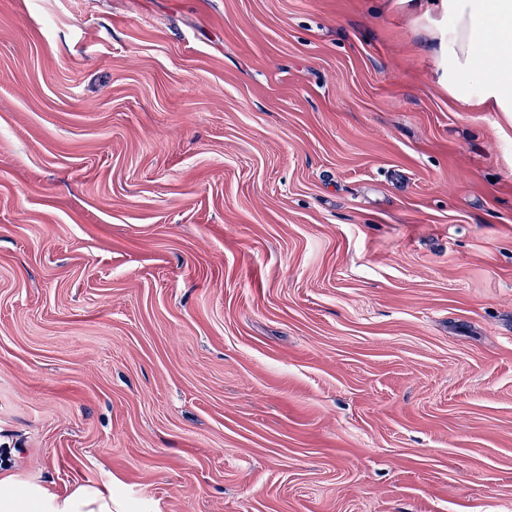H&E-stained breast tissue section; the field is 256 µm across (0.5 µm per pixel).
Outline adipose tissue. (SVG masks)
<instances>
[{
	"instance_id": "adipose-tissue-1",
	"label": "adipose tissue",
	"mask_w": 512,
	"mask_h": 512,
	"mask_svg": "<svg viewBox=\"0 0 512 512\" xmlns=\"http://www.w3.org/2000/svg\"><path fill=\"white\" fill-rule=\"evenodd\" d=\"M448 95L464 107L512 112V0H447ZM0 512H122L112 488L78 483L63 493L0 474Z\"/></svg>"
}]
</instances>
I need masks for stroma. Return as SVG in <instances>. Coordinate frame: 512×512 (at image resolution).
<instances>
[{"instance_id": "obj_1", "label": "stroma", "mask_w": 512, "mask_h": 512, "mask_svg": "<svg viewBox=\"0 0 512 512\" xmlns=\"http://www.w3.org/2000/svg\"><path fill=\"white\" fill-rule=\"evenodd\" d=\"M440 0H0V445L129 512H512V114Z\"/></svg>"}]
</instances>
